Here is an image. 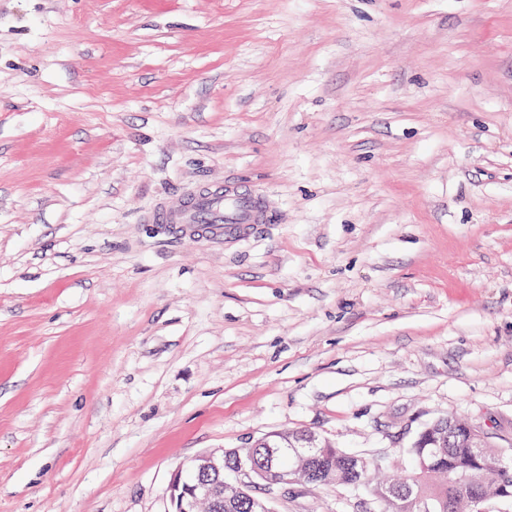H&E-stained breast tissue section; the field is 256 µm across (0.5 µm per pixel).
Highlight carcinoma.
Segmentation results:
<instances>
[{"label":"carcinoma","instance_id":"obj_1","mask_svg":"<svg viewBox=\"0 0 512 512\" xmlns=\"http://www.w3.org/2000/svg\"><path fill=\"white\" fill-rule=\"evenodd\" d=\"M469 424L457 418H444L425 427L408 453L412 458L413 467L406 478L389 483L372 486L381 505V512H418V509L396 496L386 495V490L398 487L409 489L412 498H421L431 504L430 512H448L452 502L462 491V481L468 476L482 484L487 495L495 494L501 485L512 491V466L507 470L483 471L478 468L477 461L471 456L469 449L456 448L453 441L462 440ZM294 438L292 431H280L270 436H263L254 442L257 453L254 479L262 481L267 470V451L265 442L277 440L280 449L279 468L288 470L293 464L291 453L286 449L288 440ZM318 457L328 466L326 484H342L341 475L350 453L336 447L320 448Z\"/></svg>","mask_w":512,"mask_h":512}]
</instances>
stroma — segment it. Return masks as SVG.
I'll return each instance as SVG.
<instances>
[{
	"instance_id": "35a3bbf8",
	"label": "stroma",
	"mask_w": 512,
	"mask_h": 512,
	"mask_svg": "<svg viewBox=\"0 0 512 512\" xmlns=\"http://www.w3.org/2000/svg\"><path fill=\"white\" fill-rule=\"evenodd\" d=\"M228 180L275 222L142 221ZM448 416L512 454V0H0V512L286 429L396 478Z\"/></svg>"
}]
</instances>
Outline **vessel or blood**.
<instances>
[{"label":"vessel or blood","mask_w":512,"mask_h":512,"mask_svg":"<svg viewBox=\"0 0 512 512\" xmlns=\"http://www.w3.org/2000/svg\"><path fill=\"white\" fill-rule=\"evenodd\" d=\"M273 220L260 194L235 185L208 184L190 196L159 206L145 217L146 223L166 225L172 235H202L212 241Z\"/></svg>","instance_id":"1"}]
</instances>
